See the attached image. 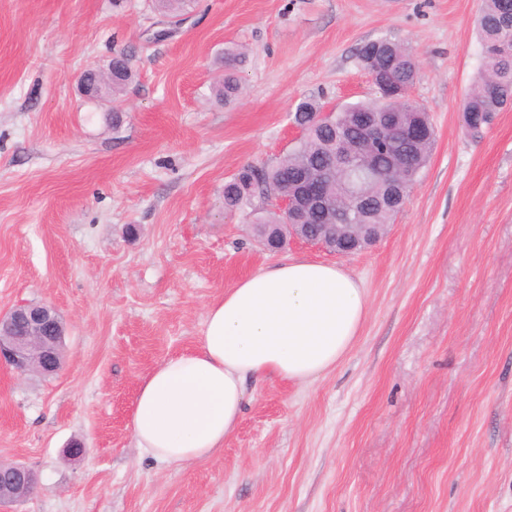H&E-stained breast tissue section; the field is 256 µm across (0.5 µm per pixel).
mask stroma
<instances>
[{"mask_svg": "<svg viewBox=\"0 0 512 512\" xmlns=\"http://www.w3.org/2000/svg\"><path fill=\"white\" fill-rule=\"evenodd\" d=\"M481 6L194 0L157 40L166 18L150 0H0V312L48 302L66 322L57 374L0 365V462L38 476L0 512H512V106L478 138L462 115ZM378 38L419 62L426 167L367 249L265 250L245 211L225 209V182L294 147L301 99H374L355 52ZM227 47L246 61L224 105ZM119 52L133 78L116 126L76 77ZM287 259L361 283L350 351L310 383H248L210 458L144 456L131 431L142 381L196 346L226 289Z\"/></svg>", "mask_w": 512, "mask_h": 512, "instance_id": "obj_1", "label": "stroma"}]
</instances>
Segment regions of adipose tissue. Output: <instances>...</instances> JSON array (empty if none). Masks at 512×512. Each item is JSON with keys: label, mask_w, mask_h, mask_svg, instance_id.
<instances>
[{"label": "adipose tissue", "mask_w": 512, "mask_h": 512, "mask_svg": "<svg viewBox=\"0 0 512 512\" xmlns=\"http://www.w3.org/2000/svg\"><path fill=\"white\" fill-rule=\"evenodd\" d=\"M367 315L359 281L333 265L287 261L213 301L195 350L160 363L131 417L137 448L186 465L210 457L236 428L249 382H312L335 368Z\"/></svg>", "instance_id": "adipose-tissue-1"}]
</instances>
